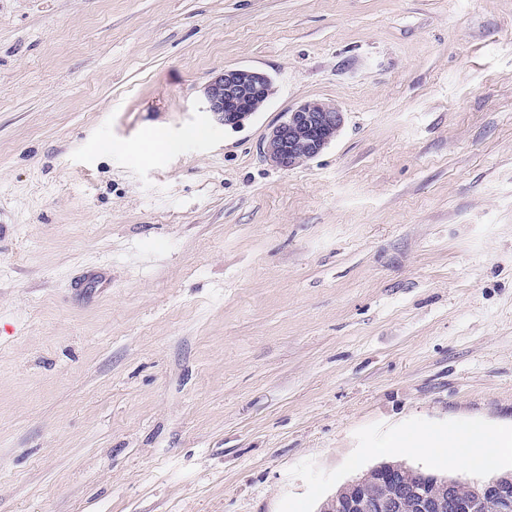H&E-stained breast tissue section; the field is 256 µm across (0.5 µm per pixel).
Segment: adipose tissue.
Segmentation results:
<instances>
[{
    "label": "adipose tissue",
    "mask_w": 512,
    "mask_h": 512,
    "mask_svg": "<svg viewBox=\"0 0 512 512\" xmlns=\"http://www.w3.org/2000/svg\"><path fill=\"white\" fill-rule=\"evenodd\" d=\"M390 449L448 457L449 461L470 470L485 468L489 459L512 454L507 435L489 438L477 422L452 423L447 433L437 434L411 422L389 441Z\"/></svg>",
    "instance_id": "obj_1"
}]
</instances>
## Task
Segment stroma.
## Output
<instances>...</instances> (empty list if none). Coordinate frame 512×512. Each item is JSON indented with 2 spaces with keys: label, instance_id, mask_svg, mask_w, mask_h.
<instances>
[{
  "label": "stroma",
  "instance_id": "obj_1",
  "mask_svg": "<svg viewBox=\"0 0 512 512\" xmlns=\"http://www.w3.org/2000/svg\"><path fill=\"white\" fill-rule=\"evenodd\" d=\"M233 67L275 84L237 129ZM314 99L336 138L266 160ZM0 215V512L512 471L381 450L512 424V0H0ZM272 78L250 68H227L205 88L206 112L218 124L237 128L272 98ZM344 122L336 103L304 102L289 110L263 146L267 160L283 169L300 166L316 156L337 136Z\"/></svg>",
  "mask_w": 512,
  "mask_h": 512
}]
</instances>
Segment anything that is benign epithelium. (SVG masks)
<instances>
[{
  "mask_svg": "<svg viewBox=\"0 0 512 512\" xmlns=\"http://www.w3.org/2000/svg\"><path fill=\"white\" fill-rule=\"evenodd\" d=\"M275 86L272 78L250 68H226L205 88L206 111L215 122L237 128L260 111L272 98ZM344 122L343 113L333 102L311 100L289 110L283 121L270 133L263 146L267 160L283 169L300 166L316 156L337 136ZM512 480L493 478L486 492L503 501L512 500ZM414 507L420 512H443L445 502L427 493L426 488H414ZM407 507V493L386 496L353 482L347 503L348 512H402Z\"/></svg>",
  "mask_w": 512,
  "mask_h": 512,
  "instance_id": "1",
  "label": "benign epithelium"
}]
</instances>
